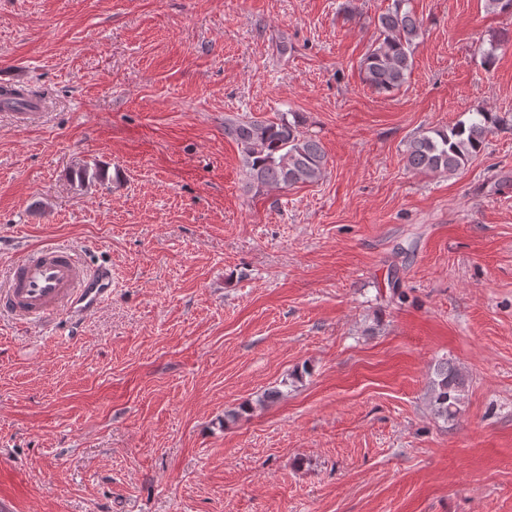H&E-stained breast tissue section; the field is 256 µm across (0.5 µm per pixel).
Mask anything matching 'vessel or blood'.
Masks as SVG:
<instances>
[{
    "label": "vessel or blood",
    "instance_id": "b4317fda",
    "mask_svg": "<svg viewBox=\"0 0 512 512\" xmlns=\"http://www.w3.org/2000/svg\"><path fill=\"white\" fill-rule=\"evenodd\" d=\"M111 298V268L88 267L65 244L23 251L0 279V315L20 322L74 324Z\"/></svg>",
    "mask_w": 512,
    "mask_h": 512
}]
</instances>
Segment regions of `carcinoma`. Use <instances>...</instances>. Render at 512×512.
<instances>
[{
    "instance_id": "1",
    "label": "carcinoma",
    "mask_w": 512,
    "mask_h": 512,
    "mask_svg": "<svg viewBox=\"0 0 512 512\" xmlns=\"http://www.w3.org/2000/svg\"><path fill=\"white\" fill-rule=\"evenodd\" d=\"M378 38L361 61L363 81L379 93L403 87L414 65V47L422 33V22L409 0H393L377 19ZM497 115L472 112L466 120L442 128L420 130L409 140L407 165L426 172L456 173L482 149L498 125ZM304 120L297 112H282L274 120H224V136L233 140L243 159L249 187L318 182L327 158L319 140L305 136ZM467 386V375L457 366L440 361L428 383V405L445 422L456 418Z\"/></svg>"
}]
</instances>
